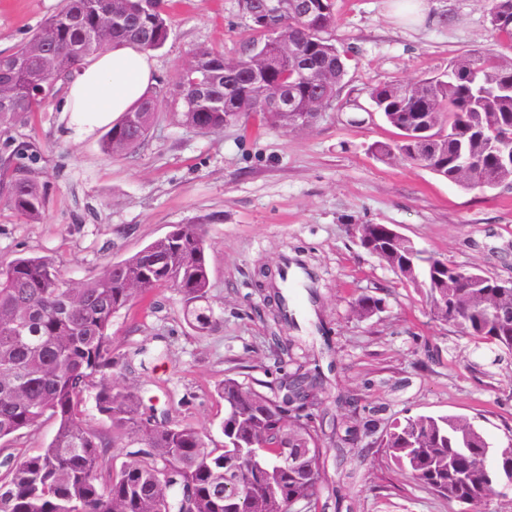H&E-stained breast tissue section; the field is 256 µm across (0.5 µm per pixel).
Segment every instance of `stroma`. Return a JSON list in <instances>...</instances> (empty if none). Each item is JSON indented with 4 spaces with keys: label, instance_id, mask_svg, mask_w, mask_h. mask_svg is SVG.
<instances>
[{
    "label": "stroma",
    "instance_id": "35a3bbf8",
    "mask_svg": "<svg viewBox=\"0 0 512 512\" xmlns=\"http://www.w3.org/2000/svg\"><path fill=\"white\" fill-rule=\"evenodd\" d=\"M404 14L396 0H336L331 33L349 60L338 97L301 132L257 117L203 133L162 110L145 144L106 157L100 134L62 135L56 90L25 125L0 131L32 141L47 193L43 223L29 224L0 194V262L27 252L52 256L65 278L95 277L173 225L207 218L209 297L215 324L197 332L183 298L163 288L112 318V346L144 349V368L118 373L145 404L168 411L222 445L225 373L274 383L281 375L269 340L274 324L258 271L293 255L312 277L299 329L282 330L298 355L318 360L325 380L319 414L326 441L317 512H457L386 459L394 422L415 415L473 418L498 447L512 442V354L475 345L433 318L423 290L364 249L353 227L385 224L427 252L512 280V185L468 191L427 169L374 156L394 138L371 114L369 91L443 73L468 54L495 47L487 0H424ZM65 0H0V56L12 53ZM171 35L154 51L157 84H172L190 49L239 54L250 37L236 0H169ZM378 298L371 317L355 301ZM356 407H349L348 399Z\"/></svg>",
    "mask_w": 512,
    "mask_h": 512
}]
</instances>
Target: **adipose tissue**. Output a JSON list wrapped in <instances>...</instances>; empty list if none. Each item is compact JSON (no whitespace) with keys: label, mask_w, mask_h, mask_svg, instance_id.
Segmentation results:
<instances>
[{"label":"adipose tissue","mask_w":512,"mask_h":512,"mask_svg":"<svg viewBox=\"0 0 512 512\" xmlns=\"http://www.w3.org/2000/svg\"><path fill=\"white\" fill-rule=\"evenodd\" d=\"M155 83V64L135 45L116 43L81 64L66 85L58 110L65 134L77 139L114 123L130 111Z\"/></svg>","instance_id":"1"}]
</instances>
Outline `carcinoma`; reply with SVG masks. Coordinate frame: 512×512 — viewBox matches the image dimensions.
Here are the masks:
<instances>
[{
    "label": "carcinoma",
    "instance_id": "carcinoma-1",
    "mask_svg": "<svg viewBox=\"0 0 512 512\" xmlns=\"http://www.w3.org/2000/svg\"><path fill=\"white\" fill-rule=\"evenodd\" d=\"M298 4L303 11L273 17L285 38L297 42L298 54L273 47L258 64L249 47L265 38L255 25L264 2L237 0L239 14L258 37L231 59L213 48L191 49L172 88L146 95L105 132L103 153L121 156L144 145L170 94L178 121L204 133L253 115L293 131L296 115L271 104L285 93L298 105L317 94L333 105L347 73L346 52L330 38L337 23L335 0ZM104 28L109 29L105 43L98 39ZM169 33L165 0H68L29 40L0 57L13 98V110L0 113V128L28 121L85 58L118 41L156 51ZM477 69L492 83L512 84V65L499 63L490 50L455 60L442 76L373 87L369 97L387 123L405 126L410 134L375 143L371 150L455 184L463 150L476 162L463 188L486 192L512 185V168L499 167L490 148L498 129L512 131V95L475 105L469 75ZM40 160L41 149L31 141L0 153V192L28 224L41 223L46 211ZM358 240L425 291L436 319L477 344L512 352V288L503 287L502 279L424 256L410 240L391 236L385 224L362 225ZM206 248L196 222L174 226L76 285L49 255L23 254L0 266V440L33 431L46 420L56 425L51 442L37 453L0 461V512H281L287 500L316 509L326 431L310 424L309 415L320 404L323 377L316 360L297 357L292 341L271 336L282 374L268 391L224 375L221 448L166 413L161 419L147 413L138 393L114 379L115 373L131 369V359L112 348V316L134 300L176 288L189 324L204 330L215 323L207 300ZM378 305L363 297L354 312L370 317ZM273 322L294 323L281 293ZM90 398L110 422L112 438L85 423ZM284 446L302 449L298 466L278 465ZM381 446L414 481L463 512L496 494L498 476L512 466V454L493 448L469 419L458 416L405 417L386 430ZM111 447L128 449L116 472L107 468ZM226 459L248 472L246 481L227 489Z\"/></svg>",
    "mask_w": 512,
    "mask_h": 512
}]
</instances>
